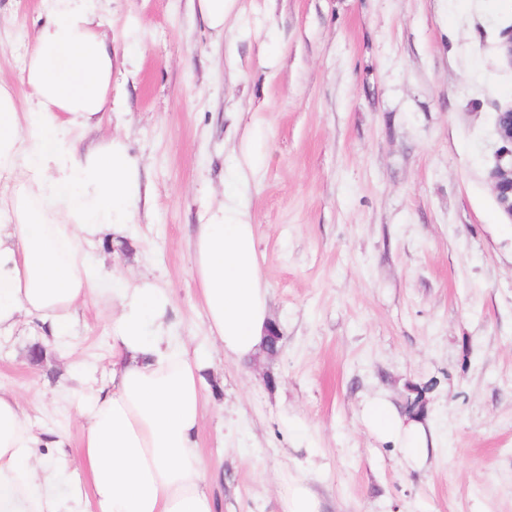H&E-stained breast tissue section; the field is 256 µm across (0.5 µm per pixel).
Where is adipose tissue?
Segmentation results:
<instances>
[{
    "instance_id": "ef3b65f1",
    "label": "adipose tissue",
    "mask_w": 512,
    "mask_h": 512,
    "mask_svg": "<svg viewBox=\"0 0 512 512\" xmlns=\"http://www.w3.org/2000/svg\"><path fill=\"white\" fill-rule=\"evenodd\" d=\"M42 4L48 20L24 67L27 111L0 83V333L25 317L61 336L81 304L108 297L112 365L107 385L78 397L86 477L65 495L20 400L0 390V512H219L198 445L205 357L176 335L165 289L106 277L86 253L105 233L128 235L142 192L140 163L122 137L80 147L100 126L112 83L99 0ZM264 160L254 138L242 141L223 198L202 215L193 242L210 335L236 362L261 353L271 326L240 179L241 168ZM363 419L407 468L436 451L421 418L398 415L388 401L368 403Z\"/></svg>"
}]
</instances>
